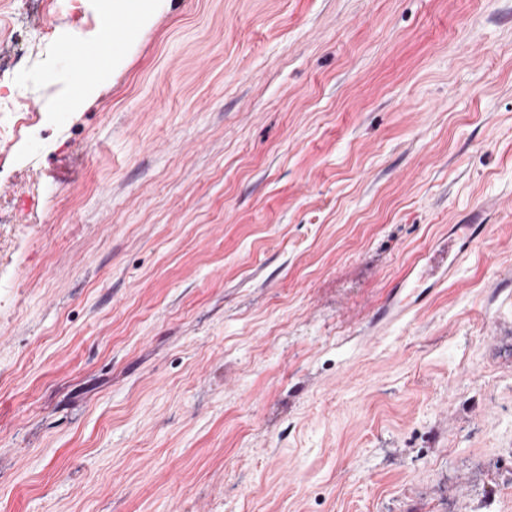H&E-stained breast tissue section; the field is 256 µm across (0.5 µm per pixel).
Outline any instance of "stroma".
I'll return each mask as SVG.
<instances>
[{"instance_id": "obj_1", "label": "stroma", "mask_w": 512, "mask_h": 512, "mask_svg": "<svg viewBox=\"0 0 512 512\" xmlns=\"http://www.w3.org/2000/svg\"><path fill=\"white\" fill-rule=\"evenodd\" d=\"M111 17L0 156V512H512V0H153L81 81ZM486 224H456L453 236L450 237L447 246L434 254V263L437 268L448 271V258H451L449 266H455L480 239L485 231ZM410 273L395 286L393 296L389 302L384 303L377 311V320L398 319L407 311L409 304L405 303L402 298V292L405 288H410L409 295H415V302L423 300L429 293V288H421V286L429 281V275L426 273L419 274L416 281L407 283Z\"/></svg>"}]
</instances>
